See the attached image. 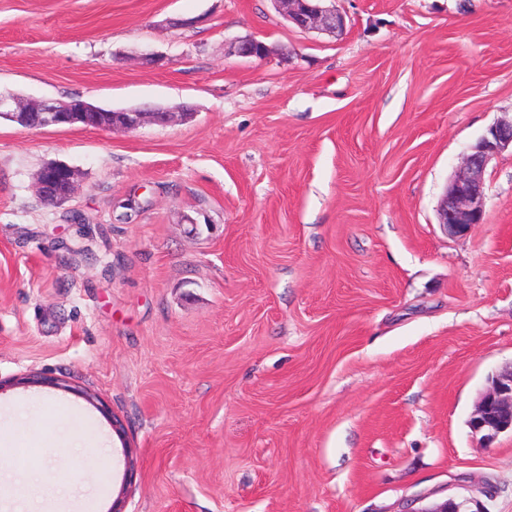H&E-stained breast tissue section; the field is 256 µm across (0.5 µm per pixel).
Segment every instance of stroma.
<instances>
[{
	"label": "stroma",
	"instance_id": "obj_1",
	"mask_svg": "<svg viewBox=\"0 0 512 512\" xmlns=\"http://www.w3.org/2000/svg\"><path fill=\"white\" fill-rule=\"evenodd\" d=\"M334 4L336 35L272 0H0V91L192 111L133 132L0 119L12 512H31L25 445L52 452L69 512L122 489L125 512H420L481 486L512 512V435L468 425L512 365V152L482 224L437 218L512 118V0ZM248 36L268 59L228 55ZM54 161L79 172L60 205L35 189Z\"/></svg>",
	"mask_w": 512,
	"mask_h": 512
}]
</instances>
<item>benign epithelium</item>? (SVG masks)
Returning a JSON list of instances; mask_svg holds the SVG:
<instances>
[{"label":"benign epithelium","instance_id":"benign-epithelium-1","mask_svg":"<svg viewBox=\"0 0 512 512\" xmlns=\"http://www.w3.org/2000/svg\"><path fill=\"white\" fill-rule=\"evenodd\" d=\"M273 2L284 18L300 30L334 33L343 28L342 16L336 9L322 5V0ZM228 54L265 60L270 55V48L264 41L249 37L231 42ZM1 117L25 129L80 125L96 130L131 132L147 123L167 125L173 121L175 113L168 109L103 110L77 99L65 103L39 101L26 104L14 93L0 91ZM508 148H512V120H500L465 157L463 166L451 178L438 210L439 223L449 235H465L482 223L486 166L492 156ZM75 178L70 167L48 164L38 173L37 188L42 198L63 202L74 192ZM469 426L487 444L502 433H512V366L493 377L489 387L480 394ZM417 512H484V508L474 496H450Z\"/></svg>","mask_w":512,"mask_h":512}]
</instances>
